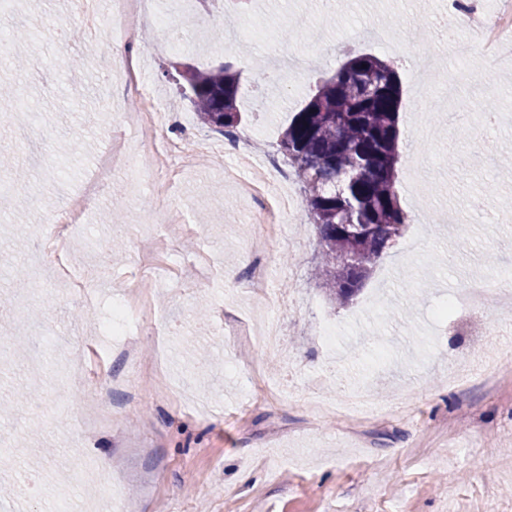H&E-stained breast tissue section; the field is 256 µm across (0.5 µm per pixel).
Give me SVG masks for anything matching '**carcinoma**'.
I'll list each match as a JSON object with an SVG mask.
<instances>
[{
	"instance_id": "cac0c4a2",
	"label": "carcinoma",
	"mask_w": 512,
	"mask_h": 512,
	"mask_svg": "<svg viewBox=\"0 0 512 512\" xmlns=\"http://www.w3.org/2000/svg\"><path fill=\"white\" fill-rule=\"evenodd\" d=\"M180 78L202 124L223 133L241 125V72L189 66ZM401 93L390 63L358 54L317 85L281 133L318 231L315 277L339 306L353 300L406 224L395 186Z\"/></svg>"
}]
</instances>
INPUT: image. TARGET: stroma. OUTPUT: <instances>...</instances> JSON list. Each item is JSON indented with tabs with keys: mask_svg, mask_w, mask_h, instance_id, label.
<instances>
[{
	"mask_svg": "<svg viewBox=\"0 0 512 512\" xmlns=\"http://www.w3.org/2000/svg\"><path fill=\"white\" fill-rule=\"evenodd\" d=\"M69 0H5L0 5V486L15 488L7 512H512V306L497 296L473 311L438 318L460 275L512 266V177L498 154L512 146V64L448 55L437 0H336L329 17L316 0H252L248 13L196 9L157 0L131 37L143 77L155 90L170 135L193 162L171 192L153 196L150 176L120 172L67 244L68 273L31 270L47 293L18 288L16 273L42 235L45 216L66 207L93 179L115 141L137 144L133 107L108 110L98 75L114 57L106 32L88 39L68 15ZM306 12L323 41L308 33L283 39L266 21ZM180 22L182 49L163 46L157 17ZM220 39H213L212 31ZM311 50L302 80L254 84L250 58L273 67L286 48ZM374 53L402 80L397 188L406 225L353 303L335 307L313 275L318 233L304 207L280 225L266 249L270 290H242L248 246L261 227L255 204L224 177L238 166L251 182L301 195L296 176L276 179L265 159L279 153L282 130L349 52ZM233 65L242 73V131L248 158H196L214 137L183 96L176 68ZM485 70L499 87L489 150L475 157L458 102H424L422 82ZM121 223L110 221L113 205ZM203 227L156 258L155 276L139 271V241L164 235L151 218L163 210ZM465 214L463 234L442 216ZM141 275L153 298L151 324L137 342L144 363L114 357L101 328L127 279ZM277 321L281 342L269 352L245 338L247 327ZM336 326V349L323 343ZM76 327L77 367L26 363L43 327ZM371 388L381 416L363 411L318 417V402ZM106 392L110 425L85 432L79 408ZM93 460L97 477H73L74 458Z\"/></svg>",
	"mask_w": 512,
	"mask_h": 512,
	"instance_id": "obj_1",
	"label": "stroma"
}]
</instances>
